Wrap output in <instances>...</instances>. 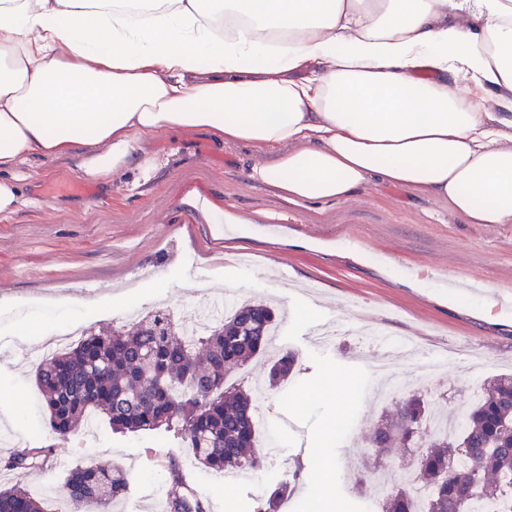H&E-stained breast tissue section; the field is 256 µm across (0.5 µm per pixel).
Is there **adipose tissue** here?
Segmentation results:
<instances>
[{
  "label": "adipose tissue",
  "instance_id": "ef3b65f1",
  "mask_svg": "<svg viewBox=\"0 0 512 512\" xmlns=\"http://www.w3.org/2000/svg\"><path fill=\"white\" fill-rule=\"evenodd\" d=\"M192 129L298 204L378 179L512 224V0H0V213L29 159L108 183Z\"/></svg>",
  "mask_w": 512,
  "mask_h": 512
}]
</instances>
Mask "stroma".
<instances>
[{
  "mask_svg": "<svg viewBox=\"0 0 512 512\" xmlns=\"http://www.w3.org/2000/svg\"><path fill=\"white\" fill-rule=\"evenodd\" d=\"M138 144L157 159L145 178L89 183L68 158L33 159L14 172L22 202L0 213V429L11 435L0 459L52 440L34 374L57 334L128 325L132 308L185 320L206 305L185 286L190 261L210 296L264 301L281 319V339L229 384L263 380L280 349L299 354L296 374L267 393L261 417L259 442L279 457L227 486L172 434H116L100 418L99 437L78 428L27 473L45 512H71L57 488L67 467L90 462L128 480L112 512H157L174 463L203 512H253L262 490L282 482L292 487L284 512H306L311 499L318 512H382L357 454L367 431L396 410L376 401L380 347L342 332L319 348L313 332L344 324L355 304L381 336L416 337L413 352L390 361L397 376L446 354L443 376L418 391L460 416L485 383L512 373V224H467L448 203L378 181L346 200L297 204L249 179L266 151L221 145L200 129L143 133ZM199 197L249 218L252 232L210 224ZM337 378L348 385L341 398Z\"/></svg>",
  "mask_w": 512,
  "mask_h": 512,
  "instance_id": "1",
  "label": "stroma"
}]
</instances>
